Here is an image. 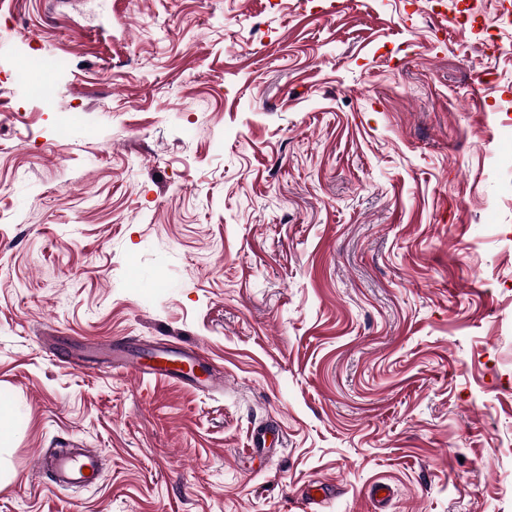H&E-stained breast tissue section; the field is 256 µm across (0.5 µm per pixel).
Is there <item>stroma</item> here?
<instances>
[{
    "label": "stroma",
    "instance_id": "35a3bbf8",
    "mask_svg": "<svg viewBox=\"0 0 512 512\" xmlns=\"http://www.w3.org/2000/svg\"><path fill=\"white\" fill-rule=\"evenodd\" d=\"M459 2L0 0V512H512V0ZM128 369L139 379L167 381L192 386L201 385L208 381L213 386L215 379L209 374L207 367L201 361L199 353L191 347H183L178 351L157 347L150 351L145 360L127 366L123 351L112 346V369ZM40 467L46 466L54 487L58 489L88 488L96 485L103 474V457L95 448L66 450L59 448L41 452L38 456ZM83 468H88L85 474Z\"/></svg>",
    "mask_w": 512,
    "mask_h": 512
}]
</instances>
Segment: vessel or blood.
I'll return each mask as SVG.
<instances>
[{"instance_id":"vessel-or-blood-1","label":"vessel or blood","mask_w":512,"mask_h":512,"mask_svg":"<svg viewBox=\"0 0 512 512\" xmlns=\"http://www.w3.org/2000/svg\"><path fill=\"white\" fill-rule=\"evenodd\" d=\"M113 368H129L140 379L200 385L210 378L209 371L201 361L198 352L191 347L177 351L163 347L154 348L146 359L127 364L120 348L112 350ZM39 465L45 466L56 488L76 489L96 485L102 478L103 458L93 448L66 450L59 448L42 452L38 456Z\"/></svg>"}]
</instances>
